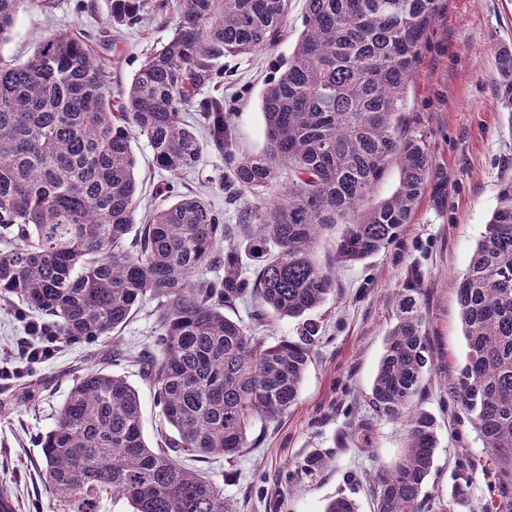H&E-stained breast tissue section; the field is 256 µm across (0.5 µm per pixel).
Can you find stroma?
<instances>
[{
	"mask_svg": "<svg viewBox=\"0 0 512 512\" xmlns=\"http://www.w3.org/2000/svg\"><path fill=\"white\" fill-rule=\"evenodd\" d=\"M442 5L408 94V110L429 137L434 181L397 242L362 262L336 264L342 227L324 231L314 257L333 270L336 288L313 314L320 331L295 404L275 420L255 421L247 447L236 456L201 464L237 512H323L340 495L354 498L359 512H373L368 477L399 454L406 425L376 414L369 396L394 322L397 292L411 269L423 277L435 363L416 401L437 422L438 448L425 492L444 502L465 482L469 502L455 512H476L485 502L482 444L467 419L454 417L446 375L467 351L451 284L464 273L501 184L512 179V117L499 99L497 70L499 50L512 47V0H443ZM109 7V0H52L47 11L30 7L0 43V58L25 61L44 37L79 29L91 39L106 87L119 94L144 56L172 36L177 12H151L139 24L116 30L108 22ZM305 8V0H288L274 49L216 59L217 78L194 93L198 100L223 99L242 153L265 148L261 92L280 61L291 56ZM132 147L141 209L158 205L155 190L169 182L179 194H205L231 227L232 242L245 241L244 205L229 203L224 191L223 154L205 150L196 169L173 176L154 164L145 138ZM153 307L146 302L115 338L60 343L32 375L14 377L10 371L28 336L27 321L18 315V300L0 301V490L11 495L14 512L54 510L38 439L54 427L78 370L125 376L140 393L145 439L155 444L159 409L136 364L156 334Z\"/></svg>",
	"mask_w": 512,
	"mask_h": 512,
	"instance_id": "obj_1",
	"label": "stroma"
}]
</instances>
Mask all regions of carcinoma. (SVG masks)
<instances>
[{"mask_svg": "<svg viewBox=\"0 0 512 512\" xmlns=\"http://www.w3.org/2000/svg\"><path fill=\"white\" fill-rule=\"evenodd\" d=\"M34 4L51 7L0 0V42ZM144 6L110 0L112 25L137 22ZM285 7L176 0L172 37L145 56L117 100L83 33L56 32L23 63L0 60V298L18 299L70 342L120 330L155 301L157 336L141 367L160 408L156 446L144 438L136 387L98 369L75 376L40 441L56 512H98L108 492L132 512H236L216 480L185 462L233 457L254 420L285 414L319 328L306 321L299 340L270 344L224 309L259 297L280 318L316 310L335 291L333 274L311 254L321 231L344 225L336 263H359L396 242L434 178L430 142L413 126L407 97L440 0H306L294 52L261 96L267 145L259 155L239 154L221 99L204 103L207 139L188 124L182 111L214 79L212 61L271 45ZM498 69L512 131V49L499 52ZM136 137L174 175L195 169L207 148L224 154L234 194L257 199L245 245L259 259L254 277L202 195L160 205L136 224ZM393 165L397 188L373 201ZM215 264L224 277L202 280ZM454 289L467 352L448 374V396L491 467L481 512H512V179ZM424 306L414 270L371 391L377 414L407 425L401 453L369 476L374 512L440 507L422 494L436 420L415 407L434 368ZM324 512L359 508L339 496Z\"/></svg>", "mask_w": 512, "mask_h": 512, "instance_id": "carcinoma-1", "label": "carcinoma"}]
</instances>
